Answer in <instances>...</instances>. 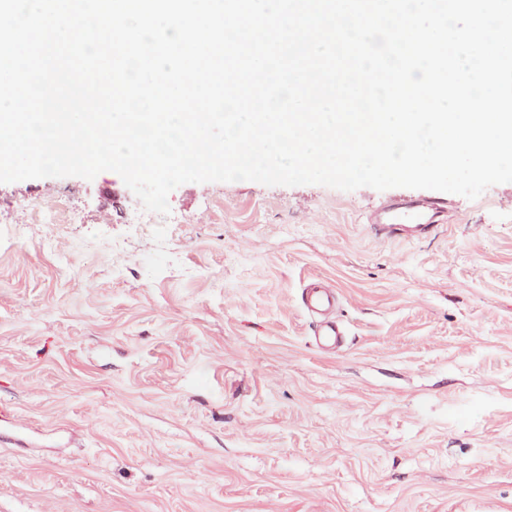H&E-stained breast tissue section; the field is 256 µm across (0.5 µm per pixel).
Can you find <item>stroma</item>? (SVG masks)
<instances>
[{
  "label": "stroma",
  "instance_id": "stroma-1",
  "mask_svg": "<svg viewBox=\"0 0 512 512\" xmlns=\"http://www.w3.org/2000/svg\"><path fill=\"white\" fill-rule=\"evenodd\" d=\"M436 196L185 183L135 238L121 177L0 183V512H512V182L369 223ZM448 220V201L394 200L378 208L371 218V224H379L387 235L400 234L406 224H416L424 233H430L437 224ZM302 301L312 318L315 344L323 350H336L340 347L344 331L336 321V292L320 282H312L304 289Z\"/></svg>",
  "mask_w": 512,
  "mask_h": 512
}]
</instances>
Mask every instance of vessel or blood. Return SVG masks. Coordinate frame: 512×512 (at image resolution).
Here are the masks:
<instances>
[{"mask_svg":"<svg viewBox=\"0 0 512 512\" xmlns=\"http://www.w3.org/2000/svg\"><path fill=\"white\" fill-rule=\"evenodd\" d=\"M448 220V202L433 200H394L378 208L372 223L378 224L388 235L400 234L406 225H416L428 233ZM303 305L312 319L316 345L333 350L343 343L344 331L336 320L337 297L335 291L319 282L310 283L302 294Z\"/></svg>","mask_w":512,"mask_h":512,"instance_id":"1","label":"vessel or blood"}]
</instances>
